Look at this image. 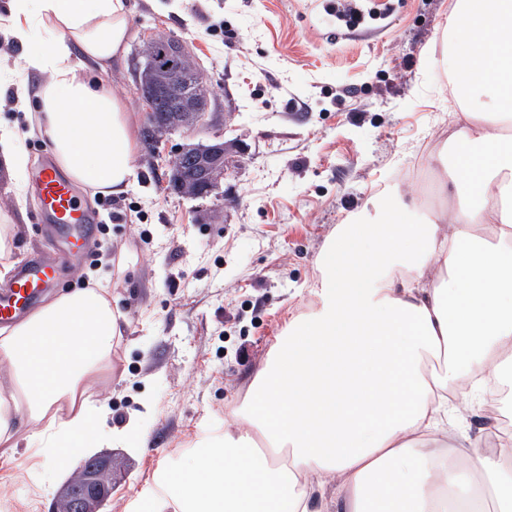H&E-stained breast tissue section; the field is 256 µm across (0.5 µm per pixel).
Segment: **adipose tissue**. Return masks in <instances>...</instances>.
I'll return each mask as SVG.
<instances>
[{
  "label": "adipose tissue",
  "instance_id": "adipose-tissue-1",
  "mask_svg": "<svg viewBox=\"0 0 512 512\" xmlns=\"http://www.w3.org/2000/svg\"><path fill=\"white\" fill-rule=\"evenodd\" d=\"M20 75L40 76L37 125L76 184L126 192L137 151L130 112L102 79L129 38L126 0H11ZM49 36L31 48L34 33ZM448 44L460 107L449 169L452 231L412 222L401 190L341 225L320 258L318 303L293 317L234 409V427L197 438L189 472L155 474L153 512H316L338 477L344 512H439L482 486L512 512V444L449 438L445 419L501 391L512 359V0H453ZM125 316L104 284L57 293L0 328L11 387L0 442L25 436L47 462L75 461L109 433L85 395L112 371Z\"/></svg>",
  "mask_w": 512,
  "mask_h": 512
}]
</instances>
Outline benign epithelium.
Returning <instances> with one entry per match:
<instances>
[{
    "label": "benign epithelium",
    "mask_w": 512,
    "mask_h": 512,
    "mask_svg": "<svg viewBox=\"0 0 512 512\" xmlns=\"http://www.w3.org/2000/svg\"><path fill=\"white\" fill-rule=\"evenodd\" d=\"M155 51L145 55L143 75L163 74L159 84L139 85V94L146 103L147 130L150 141L158 142L174 128L193 129L202 118L198 100L183 88V66L191 59L185 43L169 35H159L152 40ZM184 165L193 169L195 177L205 182L202 194L211 192L224 176V142L215 141L198 153L179 152ZM114 476L112 455L100 454L84 460L80 468V482L69 483L65 496L57 505L60 512H100L111 499Z\"/></svg>",
    "instance_id": "1"
}]
</instances>
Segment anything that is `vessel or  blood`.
I'll use <instances>...</instances> for the list:
<instances>
[{
    "label": "vessel or blood",
    "instance_id": "1",
    "mask_svg": "<svg viewBox=\"0 0 512 512\" xmlns=\"http://www.w3.org/2000/svg\"><path fill=\"white\" fill-rule=\"evenodd\" d=\"M36 185V222L45 232L62 235L69 251L83 250L94 218L85 209L71 180L57 169L52 157H45ZM65 274L64 261L31 255L17 267L12 279L0 286V324L24 315L43 290L59 282Z\"/></svg>",
    "mask_w": 512,
    "mask_h": 512
}]
</instances>
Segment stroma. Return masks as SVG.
<instances>
[{"instance_id": "1", "label": "stroma", "mask_w": 512, "mask_h": 512, "mask_svg": "<svg viewBox=\"0 0 512 512\" xmlns=\"http://www.w3.org/2000/svg\"><path fill=\"white\" fill-rule=\"evenodd\" d=\"M128 0L130 39L104 79L143 132L137 90L143 48L185 41L210 94L203 125L169 133L159 152L140 144L135 180L116 198L81 189L94 237L61 287L111 271L126 321L112 378L88 387L110 407L108 428L136 423L145 447L103 442L118 476L106 512H127L156 471L188 467L200 432L229 420L288 319L316 303L318 259L338 225L387 187L421 210L452 203L438 164L466 118L448 94L444 28L451 0H397L383 21L340 31L336 0ZM29 154L23 179L0 175V214L19 231L12 259L58 257L60 237L32 221V178L50 144L35 113L0 106ZM223 141L224 178L208 195L169 190L166 173L189 143ZM512 402L482 399L452 422L495 436ZM73 469L45 465L25 442L0 444V512H50Z\"/></svg>"}]
</instances>
